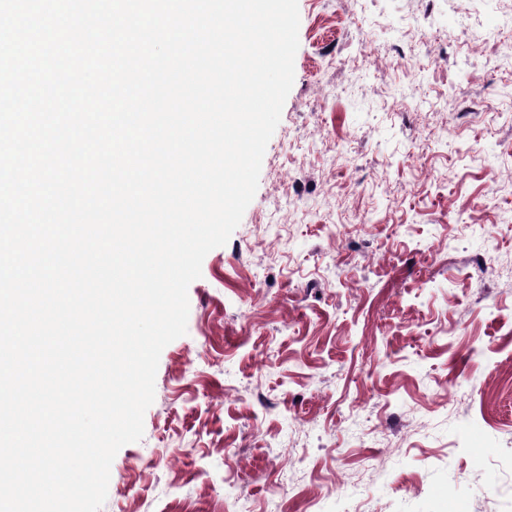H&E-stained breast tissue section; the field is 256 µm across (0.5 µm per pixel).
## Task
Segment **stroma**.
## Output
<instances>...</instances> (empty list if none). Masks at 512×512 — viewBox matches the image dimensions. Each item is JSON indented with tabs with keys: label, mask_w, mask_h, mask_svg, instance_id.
Wrapping results in <instances>:
<instances>
[{
	"label": "stroma",
	"mask_w": 512,
	"mask_h": 512,
	"mask_svg": "<svg viewBox=\"0 0 512 512\" xmlns=\"http://www.w3.org/2000/svg\"><path fill=\"white\" fill-rule=\"evenodd\" d=\"M298 8L256 194L101 512H427L455 475L447 512H512V278L478 263L512 265V0Z\"/></svg>",
	"instance_id": "35a3bbf8"
}]
</instances>
